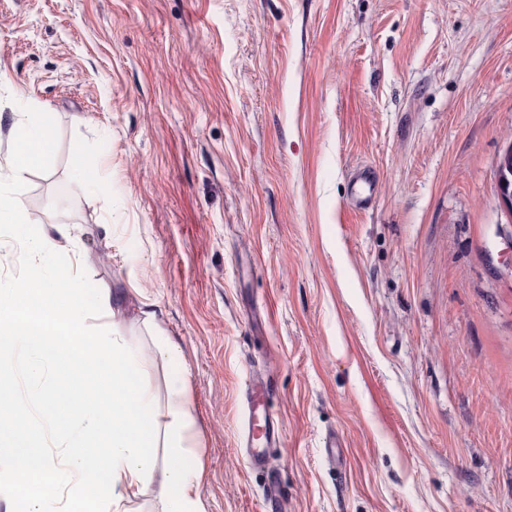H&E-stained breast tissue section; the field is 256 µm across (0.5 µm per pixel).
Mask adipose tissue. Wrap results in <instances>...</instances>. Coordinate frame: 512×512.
<instances>
[{"mask_svg":"<svg viewBox=\"0 0 512 512\" xmlns=\"http://www.w3.org/2000/svg\"><path fill=\"white\" fill-rule=\"evenodd\" d=\"M13 128L15 147L0 161V224L24 228L29 215L9 183L43 165L53 134L49 123L31 112L14 113ZM80 292L75 277L56 282L39 274L1 288L0 357L24 346L75 374L96 365L98 339L84 331ZM110 364L118 384L111 405L87 395L76 381L63 409H56L52 394L41 395L46 424L0 437V500L6 512H132L153 484L161 512H202L197 488L203 471L187 465L181 436L169 441L165 461L153 453L152 396L127 383L139 373L136 350L113 340ZM46 430L60 443L57 455L34 446Z\"/></svg>","mask_w":512,"mask_h":512,"instance_id":"obj_1","label":"adipose tissue"}]
</instances>
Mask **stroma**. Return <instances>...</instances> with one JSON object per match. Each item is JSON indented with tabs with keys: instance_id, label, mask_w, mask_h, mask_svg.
Instances as JSON below:
<instances>
[{
	"instance_id": "1",
	"label": "stroma",
	"mask_w": 512,
	"mask_h": 512,
	"mask_svg": "<svg viewBox=\"0 0 512 512\" xmlns=\"http://www.w3.org/2000/svg\"><path fill=\"white\" fill-rule=\"evenodd\" d=\"M0 81V158L13 113L52 126L30 229L101 350L139 348L158 429L182 388L204 512H512V0H0ZM32 267L0 226V284ZM247 415V447L251 448L249 463L253 468L265 466V449L275 443L273 422L265 387L258 378H252L245 390Z\"/></svg>"
}]
</instances>
